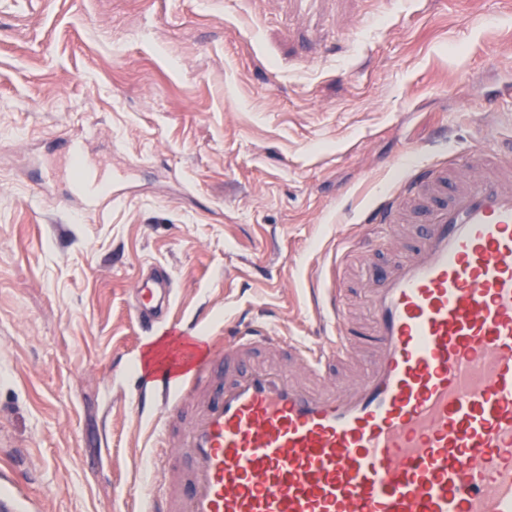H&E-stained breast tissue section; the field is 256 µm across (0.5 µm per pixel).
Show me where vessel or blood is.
<instances>
[{"label": "vessel or blood", "mask_w": 512, "mask_h": 512, "mask_svg": "<svg viewBox=\"0 0 512 512\" xmlns=\"http://www.w3.org/2000/svg\"><path fill=\"white\" fill-rule=\"evenodd\" d=\"M67 156L71 194L110 197L85 142ZM369 217L388 239L397 224L414 230L366 284V377L309 392L285 366L245 364L251 346L282 343L260 325L216 360L184 337L139 397L174 413L155 468L168 471L176 447L189 462L151 512H512V149L416 169ZM173 294L160 267L137 279L144 333ZM358 334L340 320L332 339L293 349L320 371Z\"/></svg>", "instance_id": "b4317fda"}]
</instances>
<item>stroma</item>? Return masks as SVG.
Listing matches in <instances>:
<instances>
[{
  "label": "stroma",
  "instance_id": "obj_1",
  "mask_svg": "<svg viewBox=\"0 0 512 512\" xmlns=\"http://www.w3.org/2000/svg\"><path fill=\"white\" fill-rule=\"evenodd\" d=\"M512 0H0V473L36 512H147L164 420L137 390L182 329L313 344L309 303L395 253L367 220L412 170L512 137ZM127 161L96 209L45 169ZM165 267L141 334L130 295ZM174 294L169 273L157 266L142 274L133 288V313L139 328L152 334L164 322Z\"/></svg>",
  "mask_w": 512,
  "mask_h": 512
}]
</instances>
